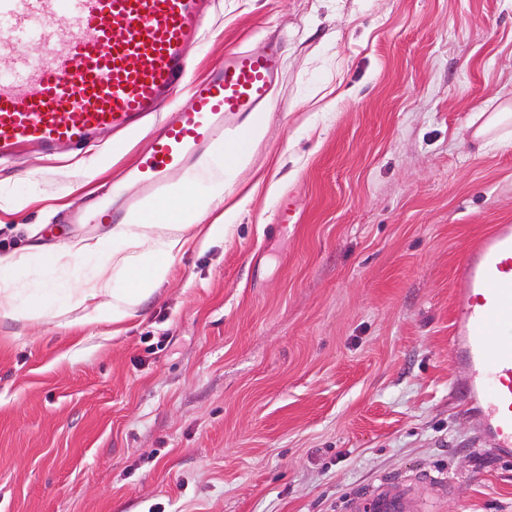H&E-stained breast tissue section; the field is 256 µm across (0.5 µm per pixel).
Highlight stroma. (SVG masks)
Returning a JSON list of instances; mask_svg holds the SVG:
<instances>
[{
	"label": "stroma",
	"mask_w": 512,
	"mask_h": 512,
	"mask_svg": "<svg viewBox=\"0 0 512 512\" xmlns=\"http://www.w3.org/2000/svg\"><path fill=\"white\" fill-rule=\"evenodd\" d=\"M270 45L282 80L223 237L188 227L123 324L0 320V512H348L385 485L512 512L450 341L467 246L512 224V144L471 137L512 99V0H216L191 73ZM152 132L0 165V257L35 256L43 289L42 255L98 272L123 241L66 218L108 190L128 219Z\"/></svg>",
	"instance_id": "1"
}]
</instances>
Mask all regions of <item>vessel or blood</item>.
I'll list each match as a JSON object with an SVG mask.
<instances>
[{
  "label": "vessel or blood",
  "instance_id": "obj_1",
  "mask_svg": "<svg viewBox=\"0 0 512 512\" xmlns=\"http://www.w3.org/2000/svg\"><path fill=\"white\" fill-rule=\"evenodd\" d=\"M211 0H0V162L25 146L53 153L88 147L99 131L136 130L176 92L127 180L149 195L191 168L269 102L281 78L275 49L225 52L223 68L189 80ZM24 43L29 55L18 56ZM66 53H58V44ZM451 342L462 388L482 419L481 441L512 457V224L470 245ZM374 512H413L400 492Z\"/></svg>",
  "mask_w": 512,
  "mask_h": 512
}]
</instances>
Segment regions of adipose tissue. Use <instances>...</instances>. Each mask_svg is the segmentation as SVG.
<instances>
[{
	"mask_svg": "<svg viewBox=\"0 0 512 512\" xmlns=\"http://www.w3.org/2000/svg\"><path fill=\"white\" fill-rule=\"evenodd\" d=\"M264 133V124L256 121L225 142L224 176L215 180L212 193L201 195L183 185L168 201L148 203L128 223L115 225L113 235L125 240L129 249L102 255L103 266L114 270V277L86 281L78 287L63 285L53 308L38 299L16 304L13 291L1 289L0 319L38 325L79 308L89 295L101 297L102 302L92 314L84 316V323L120 324L133 317L144 299L165 280L168 266L163 256L180 245L187 222H208L206 236L211 239L237 216L239 204L225 205L224 191L235 184L238 172L248 163L244 142L261 138Z\"/></svg>",
	"mask_w": 512,
	"mask_h": 512,
	"instance_id": "adipose-tissue-1",
	"label": "adipose tissue"
}]
</instances>
